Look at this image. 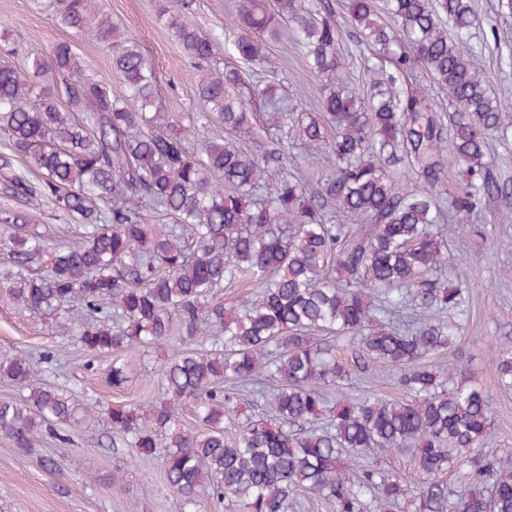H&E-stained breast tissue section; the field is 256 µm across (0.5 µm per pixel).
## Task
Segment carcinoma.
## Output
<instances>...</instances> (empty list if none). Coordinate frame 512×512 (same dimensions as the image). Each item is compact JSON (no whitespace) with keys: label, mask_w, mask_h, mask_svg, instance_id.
<instances>
[{"label":"carcinoma","mask_w":512,"mask_h":512,"mask_svg":"<svg viewBox=\"0 0 512 512\" xmlns=\"http://www.w3.org/2000/svg\"><path fill=\"white\" fill-rule=\"evenodd\" d=\"M44 1L55 26L96 35L125 92L114 96L81 74L68 42L22 67L0 62V138L9 148L0 166L16 157L37 169L35 180L16 175L6 190L48 202L85 230L81 245L50 253L27 216L1 212L0 250L16 268L9 294L34 316L79 303L71 331L94 354L158 347L176 333L190 341L161 364L165 397L151 412L136 403L101 411L113 439L139 458L163 449L166 480L188 509L207 496L238 512H293L299 492L309 491L334 512H385L407 496L399 475L353 469L347 457L411 448L423 475L414 512H512V456L484 451L489 397L463 367L426 363L461 328L469 302L442 279L443 270L454 272L447 232L467 231L442 226L453 216L434 193L444 178V130L452 161L470 175L453 209L468 213L486 196L509 194L488 172V135L508 138L512 104L492 97L473 67L471 0H386L391 26L379 21L376 0H346L362 38L392 66L371 69L377 93L367 101L337 78L331 11L300 0H238L227 24L237 58L266 60V37L289 26L311 69L329 78L324 122L281 114L307 143L331 135V172L315 191L288 170L284 134L266 135L259 153L243 150L262 132L257 113L235 92L239 73L213 66L217 39L186 14H159L199 71L202 109L184 131L224 126V137L194 149L160 113L149 57L100 18L99 0H34ZM417 65L448 91V123L422 92L397 89L395 75ZM406 158L424 185L398 191L388 168ZM148 206L174 218L168 230L144 223ZM46 252L50 269L33 271ZM248 278L257 292L225 308L217 293ZM407 306L421 317L390 326ZM338 338L355 345L352 362L337 358ZM373 369L400 370L407 397L343 395L344 383ZM496 370L511 387V351ZM42 372L24 353L0 362L1 375L29 390L0 400V433L21 457L41 429L66 441L58 428L76 419L71 396L41 383ZM251 398L268 414L241 421L237 404ZM189 401L200 430L181 423ZM451 469L463 473L467 492L448 487Z\"/></svg>","instance_id":"carcinoma-1"}]
</instances>
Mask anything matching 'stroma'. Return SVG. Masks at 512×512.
Listing matches in <instances>:
<instances>
[{"label":"stroma","mask_w":512,"mask_h":512,"mask_svg":"<svg viewBox=\"0 0 512 512\" xmlns=\"http://www.w3.org/2000/svg\"><path fill=\"white\" fill-rule=\"evenodd\" d=\"M332 9L339 33L341 75L359 96L370 92V67L375 53L359 43L345 8V0H325ZM106 19L121 32L134 36L147 51L157 75L158 95L170 121L186 122L199 111L198 73L157 19L161 8L186 10L203 33L229 41L226 17L236 0H102ZM477 24L472 41L478 46L477 69L488 81L492 96L512 102V11L501 0H474ZM71 41L86 73L106 80L113 95L123 86L111 76V57L95 37L71 38L55 27L32 0H0V57L24 65L29 54L48 51L60 41ZM264 65H253L219 51L216 65L240 74L238 94L255 99L258 123L273 124L277 113H319L322 83L306 63L302 48L290 34L268 40ZM276 87L277 106L257 101L259 89ZM512 209V198L486 197L467 215L477 234L453 239L448 254L455 274L469 291L467 321L445 351L441 363L457 362L468 368L490 397L493 430L488 448L497 455L512 453V390H503L496 366L503 348H512V223L501 216ZM11 266L0 254V358L19 351L41 357L55 353L44 377L66 390L80 405L136 403L144 407L159 401L163 385L157 369L184 348L181 337L161 347H134L121 354L129 380L123 388L110 381L112 359L94 356L65 336L57 317H35L7 292L3 282ZM66 442L46 431L34 437V448L19 458L12 443L0 435V512H181V501L164 477L161 458L130 463V448H113L112 431L102 418L84 417L75 427H63ZM54 458L49 470L41 460Z\"/></svg>","instance_id":"stroma-1"}]
</instances>
